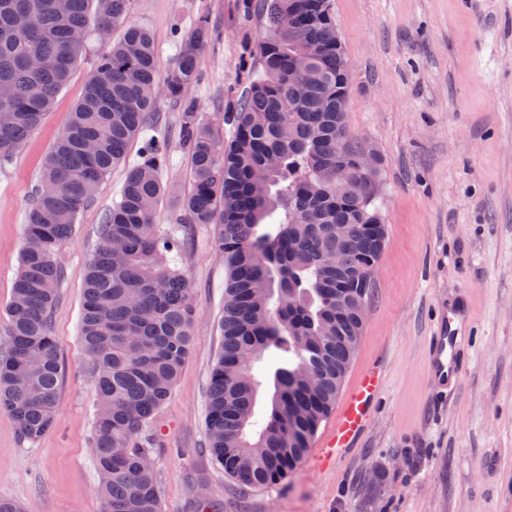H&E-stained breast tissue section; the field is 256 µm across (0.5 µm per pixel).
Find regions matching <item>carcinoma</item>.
Returning a JSON list of instances; mask_svg holds the SVG:
<instances>
[{"mask_svg":"<svg viewBox=\"0 0 512 512\" xmlns=\"http://www.w3.org/2000/svg\"><path fill=\"white\" fill-rule=\"evenodd\" d=\"M127 0H0V162L43 122L85 49L76 34L108 33L84 93L42 167L25 216V245L0 358V408L20 439L55 424L61 382L51 313L64 277L59 249L129 146L150 129L159 91L181 108L192 187L175 227L153 215L169 185L170 150L145 138L119 200L100 225L83 280L80 342L96 372L92 460L103 512H161L149 453L138 436L170 398L193 338L194 307L178 262V224L213 225L224 259L222 343L208 387L207 446L224 473L250 487L285 479L336 405L357 352L358 296L386 241L377 179L366 188L352 163L363 146L346 122L349 70L331 0H254L267 20L259 67L247 73L230 137L218 140L185 90L200 53L219 36L206 20L176 37L173 68L160 78L152 34L127 18ZM295 11L298 21L281 28ZM300 52L310 60L292 66ZM274 364L264 424L255 416L256 366Z\"/></svg>","mask_w":512,"mask_h":512,"instance_id":"obj_1","label":"carcinoma"}]
</instances>
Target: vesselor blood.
I'll return each instance as SVG.
<instances>
[{"label":"vessel or blood","mask_w":512,"mask_h":512,"mask_svg":"<svg viewBox=\"0 0 512 512\" xmlns=\"http://www.w3.org/2000/svg\"><path fill=\"white\" fill-rule=\"evenodd\" d=\"M464 334V328L454 317L441 320L429 354L431 377L445 378L454 374ZM380 388L378 372L368 371L348 390L336 413L335 423L320 441V461L323 465L333 463L340 452L362 433Z\"/></svg>","instance_id":"vessel-or-blood-1"}]
</instances>
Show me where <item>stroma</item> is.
Instances as JSON below:
<instances>
[{
	"mask_svg": "<svg viewBox=\"0 0 512 512\" xmlns=\"http://www.w3.org/2000/svg\"><path fill=\"white\" fill-rule=\"evenodd\" d=\"M238 0H127L167 75L176 32L209 16L219 42L201 51L200 80L187 90L220 138L244 71L258 64L259 15ZM350 77L346 121L380 158L379 198L387 243L367 302L351 386L376 370L383 389L362 437L333 467L316 451L282 483L241 485L212 459L205 417L210 372L221 346L224 260L213 229L192 225L179 267L190 282L193 344L169 400L142 437L161 512H512V0H332ZM104 46L89 35L69 83L43 124L0 163V356L8 350L5 308L19 268L24 218L44 160L81 99ZM180 109L159 98L154 136L177 165L155 215L171 226L190 188ZM113 168L79 214L61 258L65 276L52 312L62 384L55 426L21 442L0 409V497L26 512H102L90 438L95 373L79 324L82 273L128 164ZM461 309L472 347L451 384L429 375L437 322ZM165 439L156 434L163 426Z\"/></svg>",
	"mask_w": 512,
	"mask_h": 512,
	"instance_id": "1",
	"label": "stroma"
}]
</instances>
